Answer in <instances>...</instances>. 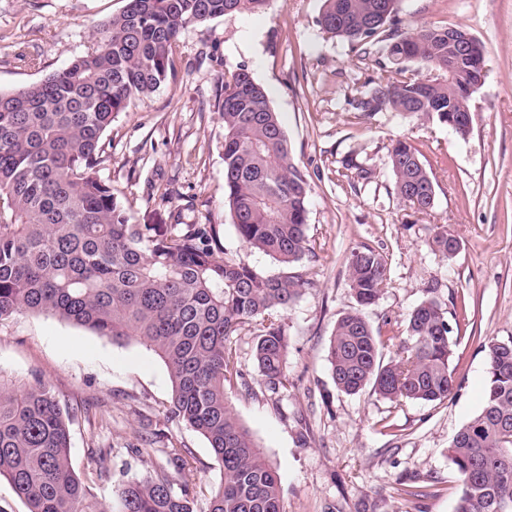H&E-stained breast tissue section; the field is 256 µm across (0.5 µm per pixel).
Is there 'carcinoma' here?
Wrapping results in <instances>:
<instances>
[{"instance_id": "carcinoma-1", "label": "carcinoma", "mask_w": 512, "mask_h": 512, "mask_svg": "<svg viewBox=\"0 0 512 512\" xmlns=\"http://www.w3.org/2000/svg\"><path fill=\"white\" fill-rule=\"evenodd\" d=\"M269 0H127L104 22L93 46L63 69L0 91V321L50 313L115 343L135 341L164 362L172 384L166 419L209 443L220 482L205 502L176 475L192 452L170 440L152 471L118 485L103 509L76 475L69 418L49 385L0 380V478L27 512H285L280 479L237 418L226 385L243 378L227 341L248 324L266 386L287 388L288 341L280 316L301 296L300 274L264 277L225 256L214 224H136L107 183L93 175L101 138L131 102L157 90L173 69L187 29L234 12H259ZM401 0H324L321 29L385 54L354 109H393L470 132L472 75L448 69L456 56L448 29L400 32ZM422 67L421 79L412 68ZM224 204L246 246L281 265L308 251L309 184L294 162L265 89L245 69L224 80ZM389 158L395 194L419 214L435 203L433 179L404 138ZM457 241L446 225L432 244L448 255ZM348 280L356 306L341 316L328 349L331 377L347 395L366 388L392 402H442L454 388L448 320L433 298L418 304L405 329L384 336L364 309L388 286L384 257L351 252ZM396 347L389 358L384 347ZM488 383L480 411L455 434L448 458L461 487L455 512H512V339L484 343Z\"/></svg>"}]
</instances>
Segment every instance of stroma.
<instances>
[{"instance_id": "35a3bbf8", "label": "stroma", "mask_w": 512, "mask_h": 512, "mask_svg": "<svg viewBox=\"0 0 512 512\" xmlns=\"http://www.w3.org/2000/svg\"><path fill=\"white\" fill-rule=\"evenodd\" d=\"M126 0H0V91L42 80L91 45L100 24ZM323 0H270L186 30L174 70L150 95L114 117L101 140L96 175L112 184L133 221L157 224L171 211L186 224H213L228 257L263 275L282 266L239 239L224 206V122L218 102L225 73L248 70L262 84L310 183L309 250L291 266L307 285L281 324L288 338V387L272 392L254 357V335L231 338L243 382L229 389L234 411L276 469L286 512H454L460 481L447 450L477 414L487 386L484 342L512 339V0H402L404 29L460 26L485 51L486 75L472 96V126L459 136L429 118L386 110L372 116L351 102L376 72L346 41L324 33ZM35 58L23 65L21 56ZM407 138L435 184L422 216L394 192L389 149ZM374 172L346 178L347 159ZM170 188L174 203L148 183ZM448 225L460 250L431 246ZM383 254L389 285L366 310L373 328L403 326L422 300L446 312L456 385L440 403L392 402L370 390L338 391L328 347L337 320L355 304L352 250ZM0 376L43 380L69 414L76 474L111 504L124 475L151 471L164 444L155 430L190 448L193 470L179 482L208 494L220 473L207 440L165 413L172 386L164 362L137 342L124 345L47 313L0 322ZM111 452L110 478L92 471L96 450ZM425 497L401 494L402 484Z\"/></svg>"}]
</instances>
